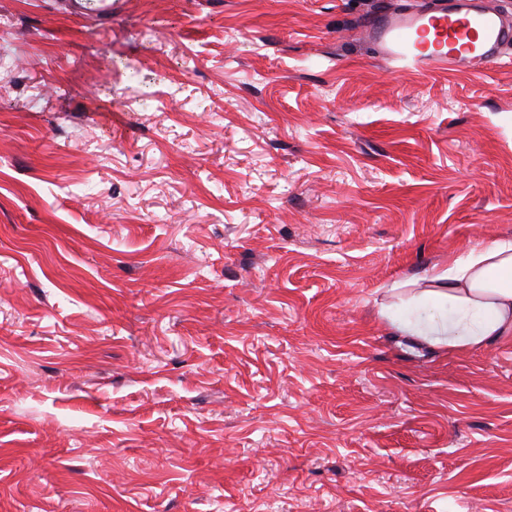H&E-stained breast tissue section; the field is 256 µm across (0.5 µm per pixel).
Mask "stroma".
Here are the masks:
<instances>
[{
    "label": "stroma",
    "instance_id": "1",
    "mask_svg": "<svg viewBox=\"0 0 512 512\" xmlns=\"http://www.w3.org/2000/svg\"><path fill=\"white\" fill-rule=\"evenodd\" d=\"M375 0H0V512H512V335L379 309L512 239V53ZM366 30L382 60L424 72L487 67L512 45V18L485 0H448L440 8H384L367 21Z\"/></svg>",
    "mask_w": 512,
    "mask_h": 512
}]
</instances>
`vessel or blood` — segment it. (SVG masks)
<instances>
[{
  "mask_svg": "<svg viewBox=\"0 0 512 512\" xmlns=\"http://www.w3.org/2000/svg\"><path fill=\"white\" fill-rule=\"evenodd\" d=\"M378 57L424 72H466L512 50V17L486 0H446L438 8L382 9L367 22Z\"/></svg>",
  "mask_w": 512,
  "mask_h": 512,
  "instance_id": "b4317fda",
  "label": "vessel or blood"
}]
</instances>
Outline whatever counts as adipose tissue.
Here are the masks:
<instances>
[{"label": "adipose tissue", "instance_id": "adipose-tissue-1", "mask_svg": "<svg viewBox=\"0 0 512 512\" xmlns=\"http://www.w3.org/2000/svg\"><path fill=\"white\" fill-rule=\"evenodd\" d=\"M423 294L436 313L409 315L393 306L382 317L403 336L448 352L480 349L512 335V240L497 239L434 266Z\"/></svg>", "mask_w": 512, "mask_h": 512}]
</instances>
